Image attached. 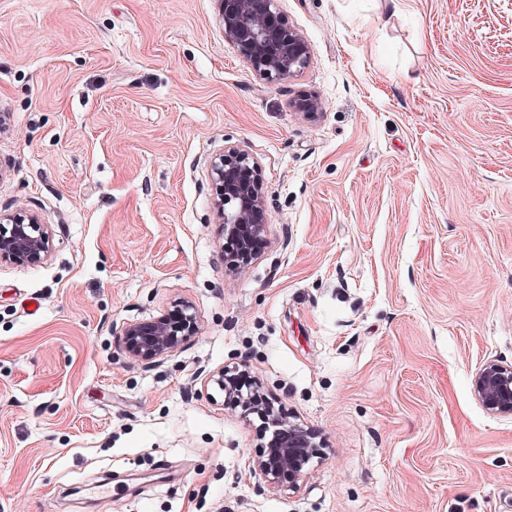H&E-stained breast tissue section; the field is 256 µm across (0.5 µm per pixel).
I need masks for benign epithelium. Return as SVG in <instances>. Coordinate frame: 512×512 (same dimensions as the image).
Here are the masks:
<instances>
[{
	"label": "benign epithelium",
	"instance_id": "benign-epithelium-1",
	"mask_svg": "<svg viewBox=\"0 0 512 512\" xmlns=\"http://www.w3.org/2000/svg\"><path fill=\"white\" fill-rule=\"evenodd\" d=\"M224 41L242 54L259 76L276 83L295 76L310 63L312 52L303 36L285 20L278 0H218ZM306 118L321 110L314 96L294 102ZM213 206L219 235L224 239V261L245 268L257 258L255 246L268 240L264 188L258 162L237 146L215 154L209 164ZM51 225L32 211L0 210V265L37 266L53 253ZM199 331L194 305L173 301L172 309L146 320L126 322L120 330L119 349L144 366L165 362L179 353ZM224 366L202 381L200 393L208 398L209 384L224 393V406L240 409L249 422L260 421L262 442L249 460L250 472L271 491H297L306 466L321 455L323 443L312 427L275 407L277 398L261 386L242 388ZM475 398L490 413L512 417V363H485L472 378Z\"/></svg>",
	"mask_w": 512,
	"mask_h": 512
}]
</instances>
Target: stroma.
I'll use <instances>...</instances> for the list:
<instances>
[{
	"instance_id": "35a3bbf8",
	"label": "stroma",
	"mask_w": 512,
	"mask_h": 512,
	"mask_svg": "<svg viewBox=\"0 0 512 512\" xmlns=\"http://www.w3.org/2000/svg\"><path fill=\"white\" fill-rule=\"evenodd\" d=\"M279 7L312 56L270 84L217 0H0V208L54 233L0 267V512H512V418L471 390L512 363V0ZM227 146L264 181L243 271L211 204ZM178 297L183 351L122 355ZM233 362L319 431L300 490L200 396ZM172 304V309L150 319L124 323L119 335L121 353L147 367L179 353L198 333L199 317L188 300L176 299Z\"/></svg>"
}]
</instances>
